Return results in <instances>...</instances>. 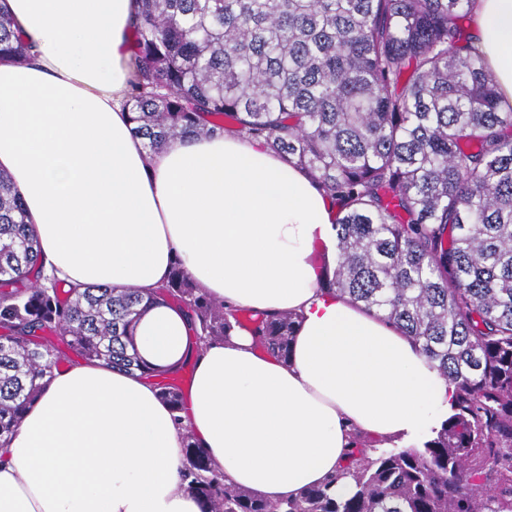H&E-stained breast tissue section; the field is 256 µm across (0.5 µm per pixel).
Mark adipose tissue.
I'll list each match as a JSON object with an SVG mask.
<instances>
[{
    "label": "adipose tissue",
    "instance_id": "ef3b65f1",
    "mask_svg": "<svg viewBox=\"0 0 512 512\" xmlns=\"http://www.w3.org/2000/svg\"><path fill=\"white\" fill-rule=\"evenodd\" d=\"M138 0H0L35 44L0 62V171L24 204L43 276L153 294L181 261L211 298L294 312L289 361L233 327L200 343L186 309L157 303L135 330L152 368L194 365L173 417L144 375L75 358L55 370L0 448V512H202L178 487L183 436L275 503L345 467L356 436L418 448L452 412L453 387L418 346L321 282L336 211L263 141L227 133L148 150L124 104ZM473 45L512 106V0H474Z\"/></svg>",
    "mask_w": 512,
    "mask_h": 512
}]
</instances>
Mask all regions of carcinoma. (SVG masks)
<instances>
[{"label":"carcinoma","mask_w":512,"mask_h":512,"mask_svg":"<svg viewBox=\"0 0 512 512\" xmlns=\"http://www.w3.org/2000/svg\"><path fill=\"white\" fill-rule=\"evenodd\" d=\"M472 0H141L125 106L149 149L226 132L262 139L336 208V262L321 287L382 318L454 386L453 412L420 448L369 453L341 476L277 503L229 483L186 436L180 485L204 512H512V110L463 20ZM31 45L0 13V60ZM41 257L0 172V440L11 437L72 353L154 372L135 328L157 298L134 289L38 283ZM162 300L204 343L248 322L288 359L295 313L211 300L176 262ZM171 410L183 400L158 383Z\"/></svg>","instance_id":"carcinoma-1"}]
</instances>
